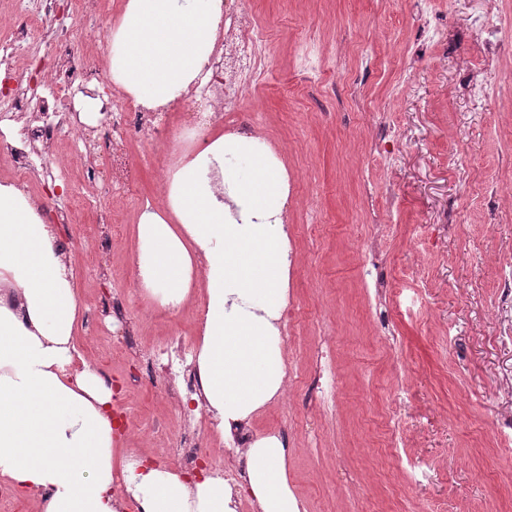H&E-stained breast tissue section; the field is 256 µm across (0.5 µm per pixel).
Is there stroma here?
<instances>
[{
    "label": "stroma",
    "instance_id": "stroma-1",
    "mask_svg": "<svg viewBox=\"0 0 512 512\" xmlns=\"http://www.w3.org/2000/svg\"><path fill=\"white\" fill-rule=\"evenodd\" d=\"M263 32L265 81L245 92L241 122L278 148L299 183L285 222L296 236L295 330L284 345L286 386L252 419L279 436L301 512H512V453L499 446L512 416V50L494 70L474 35L470 0H433L447 44H424L418 0H252ZM492 84L488 99L470 80ZM169 145L139 135L129 157L137 195L90 178L106 169L97 122L80 151L58 148L38 198L63 207L73 187L90 205L57 227L72 254L80 310L76 346L119 386L135 423L120 447L179 467L182 451L154 442L155 418L179 426L187 405L134 379L171 336L196 343L200 303L170 316L134 273L135 225L164 209ZM390 230L368 253L371 211ZM392 290L367 293L364 265ZM122 299L138 345L122 352L105 304ZM332 344L339 394L323 409L308 388ZM402 433L398 455L385 444Z\"/></svg>",
    "mask_w": 512,
    "mask_h": 512
}]
</instances>
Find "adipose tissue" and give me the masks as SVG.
<instances>
[{
	"label": "adipose tissue",
	"instance_id": "1",
	"mask_svg": "<svg viewBox=\"0 0 512 512\" xmlns=\"http://www.w3.org/2000/svg\"><path fill=\"white\" fill-rule=\"evenodd\" d=\"M220 0H128L114 31L112 81L136 103L172 102L207 63ZM254 136L217 135L183 164L166 211L138 218L137 275L161 305H184L202 275L204 322L190 362L197 399L221 440L277 397L286 378L280 330L287 303L284 171ZM220 168L224 190L209 178ZM0 479L39 512H237L223 480L188 477L115 446L113 390L79 363L72 258L40 207L0 184ZM278 436L246 453L244 484L258 512H300Z\"/></svg>",
	"mask_w": 512,
	"mask_h": 512
}]
</instances>
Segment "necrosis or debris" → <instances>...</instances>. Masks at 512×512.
<instances>
[{
	"mask_svg": "<svg viewBox=\"0 0 512 512\" xmlns=\"http://www.w3.org/2000/svg\"><path fill=\"white\" fill-rule=\"evenodd\" d=\"M33 4L43 21L36 29L22 26L19 13L0 12V28L10 32L9 37L0 39V154L9 158L21 182L29 173L46 169L45 148L50 142L79 149L83 132L73 118L70 100L73 88L91 80L92 74L86 58L73 47L90 42L105 55L112 40L104 24L78 29L59 24L58 0H33ZM221 25L223 41L193 80L189 93L174 100L169 108L150 111L128 96L108 100L112 121L104 125L102 139L111 161L106 182L112 190L129 193L138 182L139 171L126 153L132 135L145 133L188 150L219 123L227 132L245 134L246 127L237 114L245 89L262 79L258 50L262 33L249 0H223ZM31 47L55 54L58 65L25 87L14 73L18 58ZM173 110L187 113V120L173 124L169 119ZM160 355L165 360L166 384L178 386L184 398H192L197 382L185 370L184 339L171 337Z\"/></svg>",
	"mask_w": 512,
	"mask_h": 512,
	"instance_id": "4bbe7bcc",
	"label": "necrosis or debris"
}]
</instances>
